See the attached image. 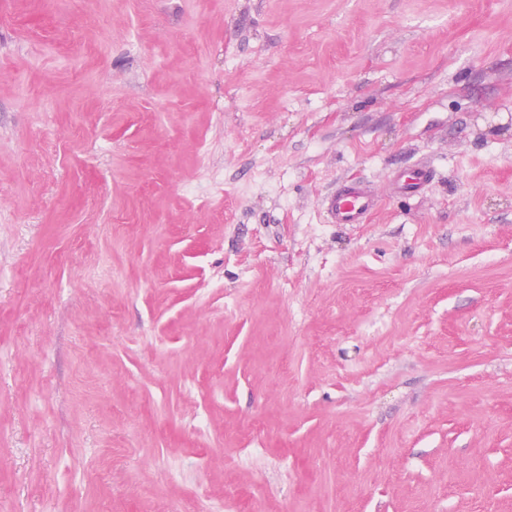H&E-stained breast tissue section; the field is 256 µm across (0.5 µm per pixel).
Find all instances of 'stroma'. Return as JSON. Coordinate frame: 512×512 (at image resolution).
<instances>
[{"mask_svg": "<svg viewBox=\"0 0 512 512\" xmlns=\"http://www.w3.org/2000/svg\"><path fill=\"white\" fill-rule=\"evenodd\" d=\"M1 72L0 512H512V0H0ZM434 178L430 168L416 166L407 171H397L391 175L390 183L393 191L398 194H419ZM380 206V198L363 181L339 185L324 208L334 224H366Z\"/></svg>", "mask_w": 512, "mask_h": 512, "instance_id": "1", "label": "stroma"}]
</instances>
